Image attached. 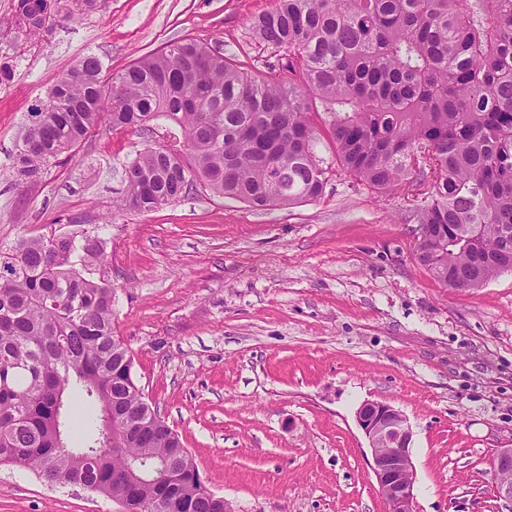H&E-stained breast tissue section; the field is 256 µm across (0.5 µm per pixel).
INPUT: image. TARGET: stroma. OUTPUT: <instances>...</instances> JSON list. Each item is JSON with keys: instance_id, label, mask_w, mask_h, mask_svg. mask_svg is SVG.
I'll list each match as a JSON object with an SVG mask.
<instances>
[{"instance_id": "stroma-1", "label": "stroma", "mask_w": 512, "mask_h": 512, "mask_svg": "<svg viewBox=\"0 0 512 512\" xmlns=\"http://www.w3.org/2000/svg\"><path fill=\"white\" fill-rule=\"evenodd\" d=\"M0 0V249L101 224L114 325L146 399L188 448L225 512H386L355 412L390 404L413 430L417 512H512L496 493L497 449L512 448V271L455 290L416 258L410 188L374 190L336 162L316 112L322 195L256 207L198 188L160 209L114 213L124 168L150 134L100 129L42 181L13 175L29 114L81 58L115 72L193 38L248 69L275 64L250 19L275 0H103L58 17L40 40ZM0 512H125L0 465Z\"/></svg>"}]
</instances>
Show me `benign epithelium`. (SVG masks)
<instances>
[{
    "label": "benign epithelium",
    "mask_w": 512,
    "mask_h": 512,
    "mask_svg": "<svg viewBox=\"0 0 512 512\" xmlns=\"http://www.w3.org/2000/svg\"><path fill=\"white\" fill-rule=\"evenodd\" d=\"M356 420L368 441L386 512H415L413 431L406 416L390 404L367 400L358 407ZM495 468L498 498L512 507V448L498 450Z\"/></svg>",
    "instance_id": "obj_1"
}]
</instances>
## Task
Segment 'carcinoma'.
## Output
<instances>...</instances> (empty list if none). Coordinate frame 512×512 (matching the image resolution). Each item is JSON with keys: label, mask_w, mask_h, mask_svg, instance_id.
Listing matches in <instances>:
<instances>
[{"label": "carcinoma", "mask_w": 512, "mask_h": 512, "mask_svg": "<svg viewBox=\"0 0 512 512\" xmlns=\"http://www.w3.org/2000/svg\"><path fill=\"white\" fill-rule=\"evenodd\" d=\"M59 2L16 0L12 23L37 39ZM251 31L276 69L190 38L106 76L83 58L30 112L18 183L102 127L164 117L183 141L129 163L119 209L154 211L199 185L258 207L314 200L319 102L344 173L424 187L413 219L432 240L417 259L436 280L484 284L512 267V0H276ZM107 267L96 224L0 254V464L130 512H224L133 378Z\"/></svg>", "instance_id": "obj_1"}]
</instances>
